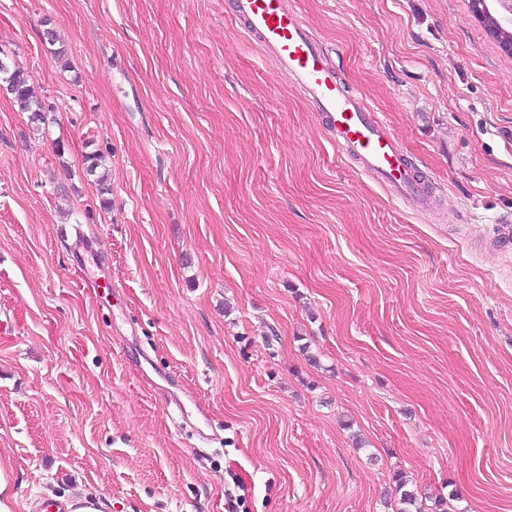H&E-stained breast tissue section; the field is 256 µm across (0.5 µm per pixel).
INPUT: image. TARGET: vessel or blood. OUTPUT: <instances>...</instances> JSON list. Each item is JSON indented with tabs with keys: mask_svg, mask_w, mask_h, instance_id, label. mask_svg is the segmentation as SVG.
Listing matches in <instances>:
<instances>
[{
	"mask_svg": "<svg viewBox=\"0 0 512 512\" xmlns=\"http://www.w3.org/2000/svg\"><path fill=\"white\" fill-rule=\"evenodd\" d=\"M233 14L278 69L304 91L337 149L398 197L420 193L415 166L386 123L328 61L302 16L286 0H233Z\"/></svg>",
	"mask_w": 512,
	"mask_h": 512,
	"instance_id": "obj_1",
	"label": "vessel or blood"
}]
</instances>
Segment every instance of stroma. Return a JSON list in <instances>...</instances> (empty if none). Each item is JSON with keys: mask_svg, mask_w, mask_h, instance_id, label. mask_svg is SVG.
Returning a JSON list of instances; mask_svg holds the SVG:
<instances>
[{"mask_svg": "<svg viewBox=\"0 0 512 512\" xmlns=\"http://www.w3.org/2000/svg\"><path fill=\"white\" fill-rule=\"evenodd\" d=\"M289 2L430 206L337 151L231 0H0L44 104L0 86L11 512H394L397 472L512 512V56L469 0Z\"/></svg>", "mask_w": 512, "mask_h": 512, "instance_id": "35a3bbf8", "label": "stroma"}]
</instances>
